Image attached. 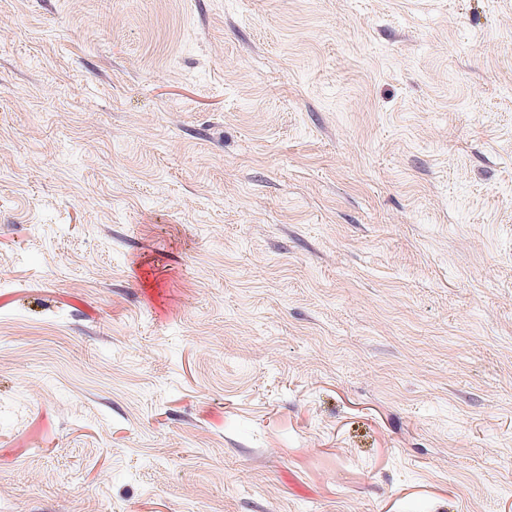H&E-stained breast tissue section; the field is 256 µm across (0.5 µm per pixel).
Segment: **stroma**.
<instances>
[{
	"label": "stroma",
	"mask_w": 512,
	"mask_h": 512,
	"mask_svg": "<svg viewBox=\"0 0 512 512\" xmlns=\"http://www.w3.org/2000/svg\"><path fill=\"white\" fill-rule=\"evenodd\" d=\"M0 512H512V0H0Z\"/></svg>",
	"instance_id": "stroma-1"
}]
</instances>
